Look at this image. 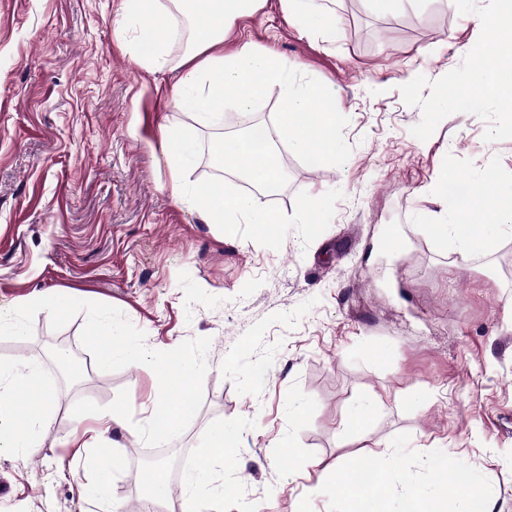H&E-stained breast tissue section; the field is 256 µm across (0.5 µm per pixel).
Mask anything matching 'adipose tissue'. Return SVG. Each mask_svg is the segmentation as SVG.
I'll return each instance as SVG.
<instances>
[{
  "label": "adipose tissue",
  "instance_id": "1",
  "mask_svg": "<svg viewBox=\"0 0 512 512\" xmlns=\"http://www.w3.org/2000/svg\"><path fill=\"white\" fill-rule=\"evenodd\" d=\"M126 16L137 21L139 34L132 54L145 68L160 69L168 61L167 46L176 31L171 18L187 20L190 37L184 56L188 66L172 96L179 106L194 112L200 123L218 122L225 101H232L238 112H256L271 90L279 92V107L273 112L264 140L250 133L227 135L210 147L215 170L251 185L242 193L216 187L206 191L192 189L181 171L195 153V143L179 131L164 134L166 160L171 174L174 199L196 207L211 224H277L279 213L266 206L263 196L280 186L283 173L276 165L279 146L314 154L326 162L337 146L332 136L339 115L331 108L323 89L315 84L295 85V67L281 55L243 45L232 54L222 47L228 28L235 19L254 13L260 0H122ZM491 12L473 15L476 26L485 33L481 46L470 48L471 56L483 65L474 76L457 82L456 102L491 100L504 113L512 112V0H495ZM289 19L318 30L328 41L335 40L336 27L327 8L319 0H284ZM494 174L467 179L469 194L482 200V223H475L471 209L448 198V178L440 176L435 190L444 200L446 219L433 225L439 244L454 243L460 262L494 247L503 233H512V204L502 203L489 194L487 186ZM157 387L164 398L150 411L146 426L135 428L140 442L167 441L181 423L195 413L188 399L195 393L200 365L193 355L174 362H157ZM24 377L37 391L34 401L23 403L8 390L16 377ZM52 408V389L40 366H0V454L23 456L39 443L44 423ZM209 444L196 466L186 472L180 485L179 512H200L201 498L209 485L213 464L223 462L224 450L235 438L223 423L208 429ZM373 483H352L348 470L335 469L337 483L347 491L348 512H387V474L380 463H373ZM448 497L458 505L456 512H492L490 501L478 488L468 467L460 460L448 463Z\"/></svg>",
  "mask_w": 512,
  "mask_h": 512
}]
</instances>
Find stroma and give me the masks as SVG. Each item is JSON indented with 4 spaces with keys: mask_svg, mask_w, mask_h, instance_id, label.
Returning <instances> with one entry per match:
<instances>
[{
    "mask_svg": "<svg viewBox=\"0 0 512 512\" xmlns=\"http://www.w3.org/2000/svg\"><path fill=\"white\" fill-rule=\"evenodd\" d=\"M337 34L289 21L282 0L236 19L224 43L272 49L301 82L325 85L342 119L322 167L288 154L280 224H209L170 192L164 133L196 143L186 175L211 187V142L236 110L203 125L172 88L184 50L150 71L129 52L136 27L121 0H0V364L40 365L57 400L38 447L0 454V512H121L151 471L129 457L104 501L81 497L78 461L100 414L130 427L157 402L151 366L102 365L92 321L123 328L154 358L202 362L196 415L159 456L181 478L218 421L237 433L234 461L215 464L202 512H346L332 465L384 455L392 512L405 479L442 482L464 460L493 512H512V234L465 263L429 226L444 206L443 171L491 170L512 191V136L492 101L440 108L448 77L475 67L472 14L492 0H331ZM311 197L321 221L296 208ZM403 247L390 250L386 235ZM79 305L57 312L59 295ZM374 415L346 422L365 396ZM290 454H283V446Z\"/></svg>",
    "mask_w": 512,
    "mask_h": 512,
    "instance_id": "stroma-1",
    "label": "stroma"
}]
</instances>
